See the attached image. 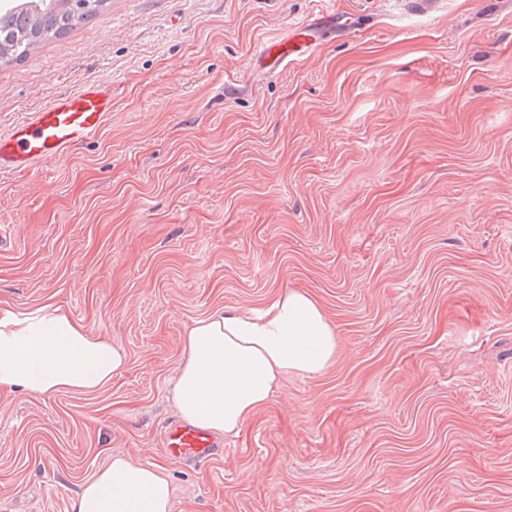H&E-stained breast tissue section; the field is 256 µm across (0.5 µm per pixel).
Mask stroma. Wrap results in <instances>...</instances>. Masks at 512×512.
<instances>
[{
	"mask_svg": "<svg viewBox=\"0 0 512 512\" xmlns=\"http://www.w3.org/2000/svg\"><path fill=\"white\" fill-rule=\"evenodd\" d=\"M356 20L287 69L254 48L321 0H108L0 64V134L112 80L99 135L0 175V309L121 347L95 393L0 392V512H69L121 454L171 512H512V0H334ZM308 294L336 360L224 451L170 456L181 339Z\"/></svg>",
	"mask_w": 512,
	"mask_h": 512,
	"instance_id": "1",
	"label": "stroma"
}]
</instances>
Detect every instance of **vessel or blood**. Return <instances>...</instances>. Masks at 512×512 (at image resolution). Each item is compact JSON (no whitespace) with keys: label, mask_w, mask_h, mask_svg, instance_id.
I'll use <instances>...</instances> for the list:
<instances>
[{"label":"vessel or blood","mask_w":512,"mask_h":512,"mask_svg":"<svg viewBox=\"0 0 512 512\" xmlns=\"http://www.w3.org/2000/svg\"><path fill=\"white\" fill-rule=\"evenodd\" d=\"M347 19L322 6L287 33L270 38L251 55L253 70L288 67L311 55L325 40L345 35ZM112 110V81L87 83L15 122L0 134V172L30 171L59 159L73 147L94 139ZM170 454L193 460L210 459L219 443L208 432L184 422L171 424L164 433Z\"/></svg>","instance_id":"vessel-or-blood-1"}]
</instances>
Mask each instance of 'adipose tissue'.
<instances>
[{"mask_svg": "<svg viewBox=\"0 0 512 512\" xmlns=\"http://www.w3.org/2000/svg\"><path fill=\"white\" fill-rule=\"evenodd\" d=\"M336 359L335 331L319 304L290 290L262 310L218 309L181 340L169 397L186 423L238 434L288 377L314 376ZM125 367L120 348L59 309L0 312V391L52 398L91 393ZM165 467L116 456L79 485L70 512H171Z\"/></svg>", "mask_w": 512, "mask_h": 512, "instance_id": "adipose-tissue-1", "label": "adipose tissue"}]
</instances>
